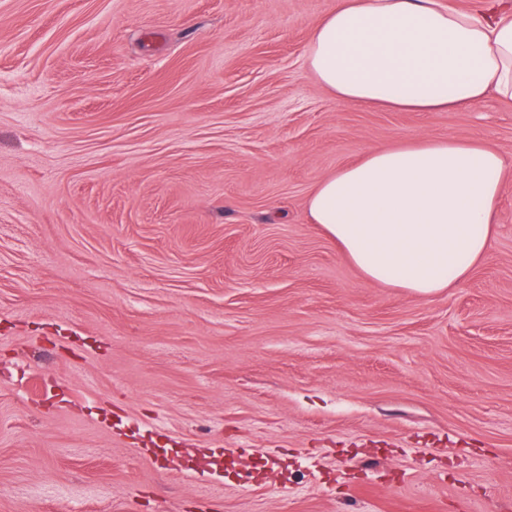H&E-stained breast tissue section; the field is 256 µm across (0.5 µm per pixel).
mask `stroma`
Returning a JSON list of instances; mask_svg holds the SVG:
<instances>
[{"label": "stroma", "instance_id": "1", "mask_svg": "<svg viewBox=\"0 0 512 512\" xmlns=\"http://www.w3.org/2000/svg\"><path fill=\"white\" fill-rule=\"evenodd\" d=\"M336 0H0V512H512V100L337 101ZM481 140L495 235L432 297L307 199Z\"/></svg>", "mask_w": 512, "mask_h": 512}]
</instances>
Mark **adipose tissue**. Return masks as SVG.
Instances as JSON below:
<instances>
[{"instance_id":"adipose-tissue-1","label":"adipose tissue","mask_w":512,"mask_h":512,"mask_svg":"<svg viewBox=\"0 0 512 512\" xmlns=\"http://www.w3.org/2000/svg\"><path fill=\"white\" fill-rule=\"evenodd\" d=\"M305 58L322 88L356 106L435 112L512 99V0H487L478 14L438 0H336ZM502 171L482 141L412 139L339 168L307 207L366 279L432 296L487 254Z\"/></svg>"}]
</instances>
